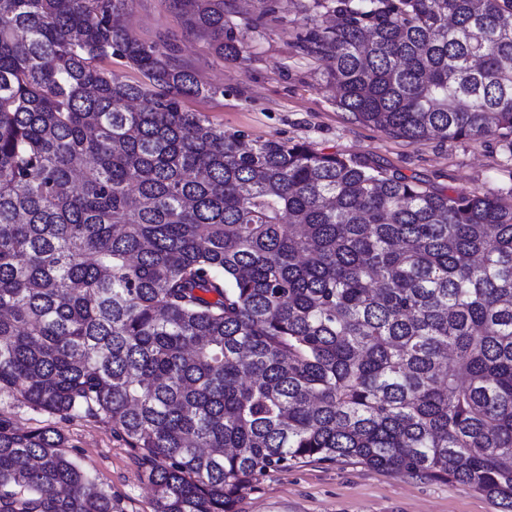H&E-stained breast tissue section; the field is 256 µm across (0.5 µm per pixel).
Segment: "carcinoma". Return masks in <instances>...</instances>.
I'll use <instances>...</instances> for the list:
<instances>
[{
    "instance_id": "obj_1",
    "label": "carcinoma",
    "mask_w": 512,
    "mask_h": 512,
    "mask_svg": "<svg viewBox=\"0 0 512 512\" xmlns=\"http://www.w3.org/2000/svg\"><path fill=\"white\" fill-rule=\"evenodd\" d=\"M130 2L0 0V396L107 419L155 512L309 459L512 512V204L213 125ZM180 3L247 60L226 0ZM297 8L355 119L512 148V0ZM62 445L0 420V512H123Z\"/></svg>"
}]
</instances>
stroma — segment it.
<instances>
[{
  "mask_svg": "<svg viewBox=\"0 0 512 512\" xmlns=\"http://www.w3.org/2000/svg\"><path fill=\"white\" fill-rule=\"evenodd\" d=\"M247 61L219 60L201 34L185 24L178 0H132L128 29L144 43L175 45L198 79L223 88L212 99H188L228 131L252 140L281 139L375 163L449 192L491 193L512 202V150L499 139L424 140L415 144L356 120L336 104L326 81L327 60L299 47L301 21L294 0H279L259 17L255 0H236L229 16ZM0 417L20 429L51 427L65 438L64 453L96 485L119 500L123 512H154L152 492L135 451L104 421H62L0 399ZM235 512H500L469 486L382 471L360 464L311 461L258 477L237 498Z\"/></svg>",
  "mask_w": 512,
  "mask_h": 512,
  "instance_id": "1",
  "label": "stroma"
}]
</instances>
